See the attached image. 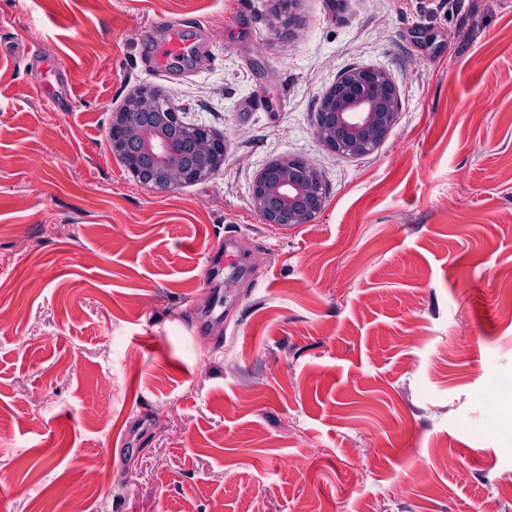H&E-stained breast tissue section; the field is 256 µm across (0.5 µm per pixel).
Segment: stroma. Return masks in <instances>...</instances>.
Segmentation results:
<instances>
[{"label": "stroma", "mask_w": 512, "mask_h": 512, "mask_svg": "<svg viewBox=\"0 0 512 512\" xmlns=\"http://www.w3.org/2000/svg\"><path fill=\"white\" fill-rule=\"evenodd\" d=\"M0 0V512H512V0ZM212 30L209 67L159 76L142 29ZM29 44L38 60L19 56ZM63 69V109L37 95ZM394 77L373 152L314 136L348 67ZM141 85L224 137L223 169L166 191L107 147ZM317 163L323 210L265 223L270 160ZM239 242L249 281L202 284ZM153 336L156 352L139 337ZM442 450L462 472L433 465ZM301 0H266L268 25L271 31L278 33L288 28L290 34L300 27L298 5Z\"/></svg>", "instance_id": "obj_1"}]
</instances>
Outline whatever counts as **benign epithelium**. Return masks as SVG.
<instances>
[{
	"mask_svg": "<svg viewBox=\"0 0 512 512\" xmlns=\"http://www.w3.org/2000/svg\"><path fill=\"white\" fill-rule=\"evenodd\" d=\"M300 0H266L268 25L273 32L300 27ZM318 110L324 119L314 127L321 146L342 157L369 154L367 133L385 139L400 118L397 84L383 68L353 66L346 69L321 95ZM178 141L188 151L172 148ZM108 144L140 182L160 189L205 181L224 167V138L184 121L181 110L156 87L131 91L123 105L111 113ZM151 160L141 169L139 158ZM252 206L267 223L306 224L325 201L321 174L310 162L281 155L255 176L250 189Z\"/></svg>",
	"mask_w": 512,
	"mask_h": 512,
	"instance_id": "7a95c632",
	"label": "benign epithelium"
}]
</instances>
